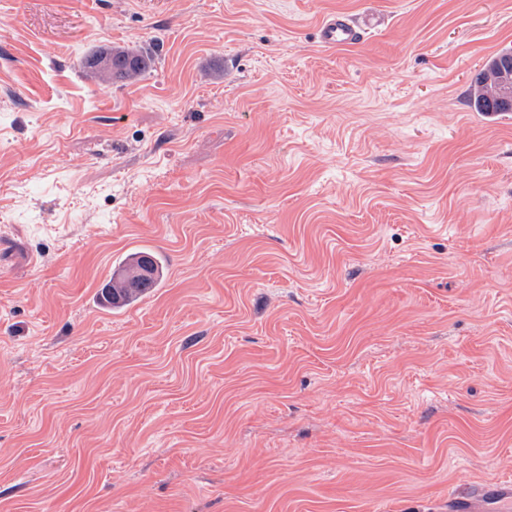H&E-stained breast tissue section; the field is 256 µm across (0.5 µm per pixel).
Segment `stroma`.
<instances>
[{
    "label": "stroma",
    "mask_w": 512,
    "mask_h": 512,
    "mask_svg": "<svg viewBox=\"0 0 512 512\" xmlns=\"http://www.w3.org/2000/svg\"><path fill=\"white\" fill-rule=\"evenodd\" d=\"M509 50L512 0H0V512H512ZM372 26L370 20L357 22L346 16L331 15L320 25L321 43L332 48L356 44ZM497 55L475 77L471 89V104L477 112H512V98L504 95L512 94V83L502 89V67L506 58L509 59L508 70L512 80V57ZM503 92V93H502ZM163 269V259L157 252L138 250L119 263L103 288L100 299L112 308L127 306L144 294V283L157 285Z\"/></svg>",
    "instance_id": "1"
}]
</instances>
